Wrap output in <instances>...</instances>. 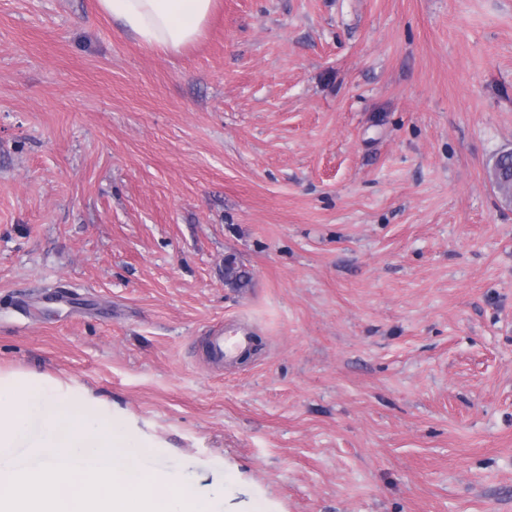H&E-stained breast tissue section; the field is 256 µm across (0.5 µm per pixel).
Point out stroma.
Instances as JSON below:
<instances>
[{"label":"stroma","instance_id":"stroma-1","mask_svg":"<svg viewBox=\"0 0 512 512\" xmlns=\"http://www.w3.org/2000/svg\"><path fill=\"white\" fill-rule=\"evenodd\" d=\"M510 149L512 0H0V371L223 512H512ZM99 11L150 48L177 54L201 35L214 0H97ZM512 154V151L502 152L495 160L492 169L493 183L501 194V196L508 202H512V167H508L507 162H503L502 158ZM224 279L233 288L239 289L249 288L252 281L250 273L232 255L224 258ZM253 332L249 327L230 325L210 336L206 345L209 360L217 366L233 362L252 346Z\"/></svg>","mask_w":512,"mask_h":512}]
</instances>
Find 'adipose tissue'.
Returning a JSON list of instances; mask_svg holds the SVG:
<instances>
[{
  "instance_id": "obj_1",
  "label": "adipose tissue",
  "mask_w": 512,
  "mask_h": 512,
  "mask_svg": "<svg viewBox=\"0 0 512 512\" xmlns=\"http://www.w3.org/2000/svg\"><path fill=\"white\" fill-rule=\"evenodd\" d=\"M101 13L150 48L179 53L201 35L214 0H97Z\"/></svg>"
}]
</instances>
